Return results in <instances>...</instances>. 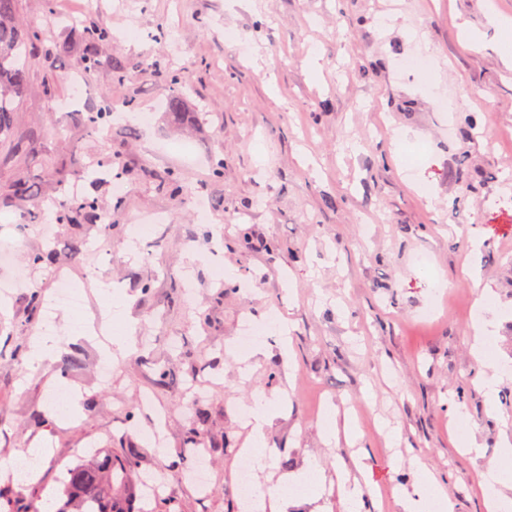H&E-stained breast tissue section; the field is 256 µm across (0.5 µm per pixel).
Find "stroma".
Wrapping results in <instances>:
<instances>
[{"label": "stroma", "mask_w": 512, "mask_h": 512, "mask_svg": "<svg viewBox=\"0 0 512 512\" xmlns=\"http://www.w3.org/2000/svg\"><path fill=\"white\" fill-rule=\"evenodd\" d=\"M493 14L512 18V0H17L36 34L19 59L28 87L14 128L29 155L0 159V225L19 223L11 185L25 175L54 234L32 230L13 247L27 283L0 301V346L30 350L26 297L50 299L59 276L83 304L57 312L50 359L0 360V470L38 448L40 480L54 487L74 449L118 457L133 446L138 478L167 483L156 512H225L250 433L237 410L261 393L265 471L317 469L284 512H344L336 473L359 457L384 512H399L392 489L414 482L419 460L456 512H486L479 475L512 438V377L488 412L470 319L487 288L495 355L512 368V210L501 207L512 197V65L495 50ZM94 20L109 35L89 74ZM470 31L483 50L465 48ZM418 56L426 71L408 69ZM173 89L179 125L166 112ZM74 112L107 113L104 131L86 136ZM85 195L111 212V233L57 223L58 202ZM136 219L157 222L138 243ZM38 251L49 262L29 267ZM112 283L113 319L98 293ZM245 315L286 321L288 349L268 336L261 353L240 354ZM116 324L152 339L133 342L104 382L98 360ZM65 356L75 363L64 374ZM59 375L77 396L71 420L47 396ZM344 400L360 432L351 443L323 432L325 403ZM198 401L207 417L196 426ZM159 415L161 449L144 434ZM193 428L213 448L204 496L185 478ZM459 430L477 434L483 456L461 453Z\"/></svg>", "instance_id": "35a3bbf8"}]
</instances>
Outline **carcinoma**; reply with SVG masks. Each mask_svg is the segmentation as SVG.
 Instances as JSON below:
<instances>
[{"label":"carcinoma","instance_id":"1","mask_svg":"<svg viewBox=\"0 0 512 512\" xmlns=\"http://www.w3.org/2000/svg\"><path fill=\"white\" fill-rule=\"evenodd\" d=\"M16 0H0V147L8 150V157L28 155L22 142L13 138L17 99L27 84V74L18 65L26 45V33L16 20ZM105 113L87 116L82 112L71 113V121L84 130L95 133ZM41 195L38 186L18 177L12 184V196L27 202L30 207L23 212V223L41 221L43 208L37 202ZM60 218L68 224H81L90 219L99 221L102 213L93 198H73L61 205ZM138 464V451L127 449L125 455L114 461L109 450L99 448L90 457L66 469L62 478L60 504L55 512H118L116 490L129 485L132 472Z\"/></svg>","mask_w":512,"mask_h":512}]
</instances>
